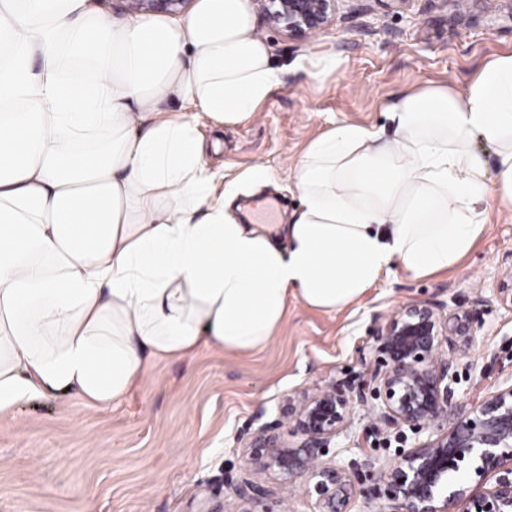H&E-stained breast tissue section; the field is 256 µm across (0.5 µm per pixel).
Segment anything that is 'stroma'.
I'll list each match as a JSON object with an SVG mask.
<instances>
[{"label":"stroma","instance_id":"obj_1","mask_svg":"<svg viewBox=\"0 0 512 512\" xmlns=\"http://www.w3.org/2000/svg\"><path fill=\"white\" fill-rule=\"evenodd\" d=\"M257 30L286 83L238 125L203 124L213 168L237 175L262 164L269 182L244 188L231 206L243 224H286L300 206L290 170L307 144L340 123L390 127L385 108L427 84L464 90L493 56L512 53V0H339L318 35L291 40L258 16ZM336 56L318 80L299 63ZM512 270V213L496 212L457 267L424 279L383 278L359 302L323 313L290 299L273 342L251 353L202 349L151 363L118 406L100 410L74 393L19 401L0 417V512H243L225 477L246 475L251 434L288 397L310 396L362 376L360 351L374 318L411 301L474 308L483 325L459 347L452 403L512 385V306L498 290ZM435 430L383 433L365 408L333 440L329 460L353 481L349 512H381L378 473L366 461H398Z\"/></svg>","mask_w":512,"mask_h":512}]
</instances>
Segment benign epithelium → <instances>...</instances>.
Wrapping results in <instances>:
<instances>
[{
    "label": "benign epithelium",
    "mask_w": 512,
    "mask_h": 512,
    "mask_svg": "<svg viewBox=\"0 0 512 512\" xmlns=\"http://www.w3.org/2000/svg\"><path fill=\"white\" fill-rule=\"evenodd\" d=\"M268 22L285 36L305 39L321 31L336 15L338 0H259ZM187 0H135L138 11L179 13ZM479 312H448L430 302H408L383 321L375 320L372 342L363 352L370 379L357 385L334 384L299 404L287 400L280 418L261 425L242 449L253 477L226 482L236 496L261 511L266 498L260 475L278 473L282 486L302 481L315 500L316 512H347L355 487L336 465L323 460L333 438L348 429L354 405L368 403L366 390L380 399L371 409L377 425L406 427L418 433L435 426L442 433L415 446L389 466H369L380 473L385 512H512V385L466 404L445 430L450 395L458 381L456 350L477 336ZM299 440L293 446L288 437ZM489 478L470 492L450 484L468 461Z\"/></svg>",
    "instance_id": "benign-epithelium-1"
}]
</instances>
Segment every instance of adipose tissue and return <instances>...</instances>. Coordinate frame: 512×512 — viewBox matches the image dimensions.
<instances>
[{"mask_svg": "<svg viewBox=\"0 0 512 512\" xmlns=\"http://www.w3.org/2000/svg\"><path fill=\"white\" fill-rule=\"evenodd\" d=\"M284 84L249 0L112 22L93 0H0V414L69 390L106 410L152 361L265 348L289 299L334 312L447 271L512 212L510 53L465 92L405 94L392 133L316 137L291 223H237L199 120L243 123Z\"/></svg>", "mask_w": 512, "mask_h": 512, "instance_id": "obj_1", "label": "adipose tissue"}]
</instances>
